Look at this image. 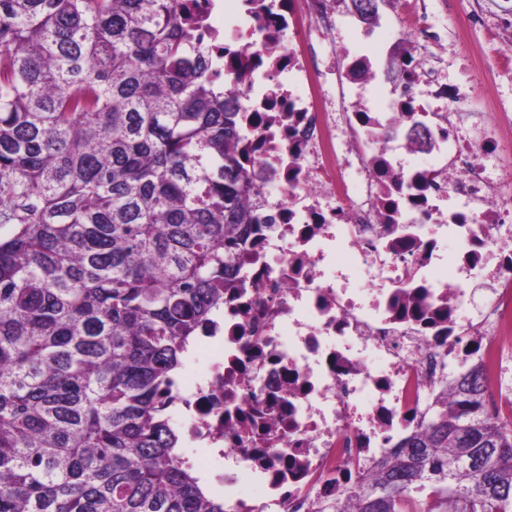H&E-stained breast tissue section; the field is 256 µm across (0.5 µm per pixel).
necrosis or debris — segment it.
<instances>
[{
  "label": "necrosis or debris",
  "mask_w": 512,
  "mask_h": 512,
  "mask_svg": "<svg viewBox=\"0 0 512 512\" xmlns=\"http://www.w3.org/2000/svg\"><path fill=\"white\" fill-rule=\"evenodd\" d=\"M405 6L370 24L351 0H196L259 196L169 407L225 512H358L471 370L490 412L512 406L501 122L463 109L426 0Z\"/></svg>",
  "instance_id": "obj_1"
}]
</instances>
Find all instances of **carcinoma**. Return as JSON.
Masks as SVG:
<instances>
[{"mask_svg": "<svg viewBox=\"0 0 512 512\" xmlns=\"http://www.w3.org/2000/svg\"><path fill=\"white\" fill-rule=\"evenodd\" d=\"M188 0H0V512H224L167 412L245 233L237 113ZM474 371L359 512H512Z\"/></svg>", "mask_w": 512, "mask_h": 512, "instance_id": "1", "label": "carcinoma"}]
</instances>
